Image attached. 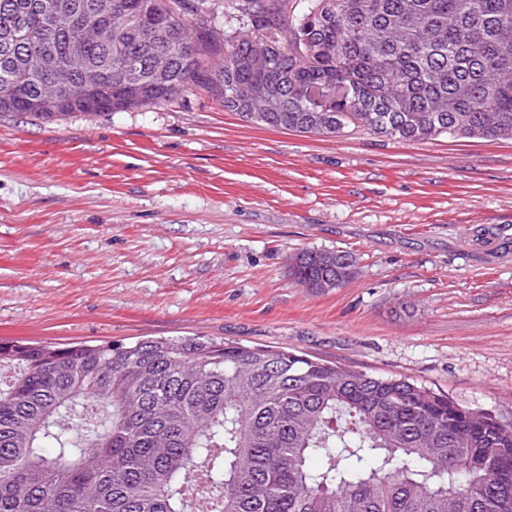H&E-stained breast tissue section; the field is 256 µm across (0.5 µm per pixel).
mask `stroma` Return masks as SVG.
Here are the masks:
<instances>
[{"label": "stroma", "mask_w": 512, "mask_h": 512, "mask_svg": "<svg viewBox=\"0 0 512 512\" xmlns=\"http://www.w3.org/2000/svg\"><path fill=\"white\" fill-rule=\"evenodd\" d=\"M309 249L351 254L352 278L297 285ZM195 335L512 420V142L260 128L203 90L0 116V338Z\"/></svg>", "instance_id": "35a3bbf8"}]
</instances>
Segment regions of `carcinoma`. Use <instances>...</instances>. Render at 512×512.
<instances>
[{"label":"carcinoma","mask_w":512,"mask_h":512,"mask_svg":"<svg viewBox=\"0 0 512 512\" xmlns=\"http://www.w3.org/2000/svg\"><path fill=\"white\" fill-rule=\"evenodd\" d=\"M295 2L0 0V116L202 89L298 133L512 140V0ZM73 17L105 41L73 53ZM87 71L86 99L33 110ZM291 275L347 281L312 251ZM0 369V512H512V423L407 379L207 336L0 339Z\"/></svg>","instance_id":"carcinoma-1"}]
</instances>
